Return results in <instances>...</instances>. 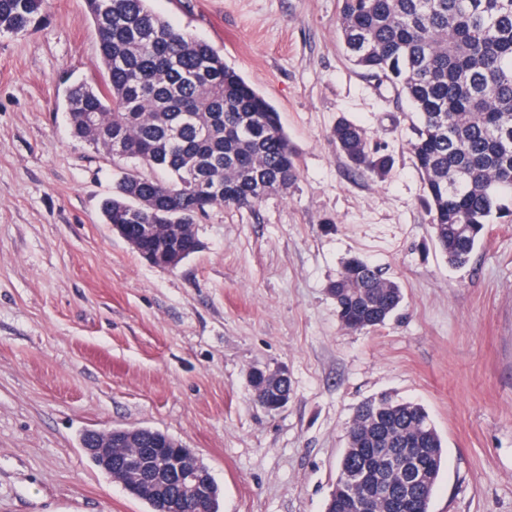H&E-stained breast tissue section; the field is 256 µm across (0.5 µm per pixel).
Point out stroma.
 Here are the masks:
<instances>
[{
	"mask_svg": "<svg viewBox=\"0 0 512 512\" xmlns=\"http://www.w3.org/2000/svg\"><path fill=\"white\" fill-rule=\"evenodd\" d=\"M338 5L150 0L275 107L297 164L255 209L214 207L172 270L103 223L112 164L70 134L67 87L102 74L85 0L0 36V512H149L80 446L120 427L194 450L220 512H325L354 410L382 394L421 403L442 439L431 512H512V224L449 265L416 116L349 63ZM342 117L392 156L384 178L337 153ZM352 256L403 291L383 326L336 316L326 287ZM256 367L287 373L284 408L256 404Z\"/></svg>",
	"mask_w": 512,
	"mask_h": 512,
	"instance_id": "obj_1",
	"label": "stroma"
}]
</instances>
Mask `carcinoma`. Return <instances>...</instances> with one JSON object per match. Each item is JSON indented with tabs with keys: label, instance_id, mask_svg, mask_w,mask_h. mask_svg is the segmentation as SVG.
<instances>
[{
	"label": "carcinoma",
	"instance_id": "obj_1",
	"mask_svg": "<svg viewBox=\"0 0 512 512\" xmlns=\"http://www.w3.org/2000/svg\"><path fill=\"white\" fill-rule=\"evenodd\" d=\"M48 0H0V35L45 24ZM102 81L65 94L72 137L112 161L106 224L125 228L135 251L167 246L192 255L193 226L217 206L252 209L288 189L294 153L274 107L209 43L173 27L148 0H86ZM337 26L353 66L412 104L414 164L426 189L432 235L454 266L468 264L489 225L512 223V0H339ZM330 138L356 169L392 166L362 129L342 118ZM340 323L381 326L399 309V285L367 260L348 258L328 288ZM256 403L275 411L288 378L257 376ZM178 444L142 431L112 463ZM427 467L410 484L393 462ZM445 463L426 409L389 397L359 405L347 428L327 512H431Z\"/></svg>",
	"mask_w": 512,
	"mask_h": 512
}]
</instances>
